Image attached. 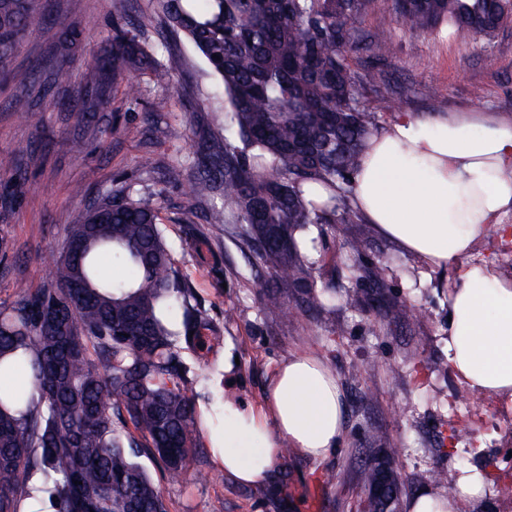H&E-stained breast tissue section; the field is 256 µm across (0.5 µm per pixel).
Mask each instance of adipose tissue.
Listing matches in <instances>:
<instances>
[{
	"label": "adipose tissue",
	"mask_w": 512,
	"mask_h": 512,
	"mask_svg": "<svg viewBox=\"0 0 512 512\" xmlns=\"http://www.w3.org/2000/svg\"><path fill=\"white\" fill-rule=\"evenodd\" d=\"M512 116L478 109L421 115L400 112L373 134L351 175L358 216L425 272L449 267L447 362L468 390L512 408V276L475 256L480 237L512 239ZM224 431L211 435L214 465L248 484L271 481L280 445L323 462L346 431L342 385L321 358L294 353L271 370L258 403L240 399L233 365H224ZM492 486L484 470H460L452 494L421 491L405 512H458L483 504Z\"/></svg>",
	"instance_id": "ef3b65f1"
}]
</instances>
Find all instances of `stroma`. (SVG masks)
Listing matches in <instances>:
<instances>
[{"mask_svg":"<svg viewBox=\"0 0 512 512\" xmlns=\"http://www.w3.org/2000/svg\"><path fill=\"white\" fill-rule=\"evenodd\" d=\"M55 17L79 27L81 41L71 61L69 89L50 86L47 45L35 35L16 46L8 79H0V238L9 242L0 256V308L12 305L14 284L45 287L64 246L68 227L80 212L111 190L114 180L126 182L133 198L156 208L160 228L172 250L176 268L193 289L203 310L219 325L226 347L240 361L237 393L254 403L263 397L269 372L291 353H313L336 372L345 392L347 426L343 442L325 462L289 454L283 463L288 480L276 492L266 486L243 485L215 469L209 442L199 436L197 460L181 482L170 483L150 458L141 463L163 492L169 512H349L360 488L355 476L376 449L394 452L404 496L428 489L439 492L431 476H453L459 468L486 469L498 496L512 499V462L502 456V434L496 422L479 423L488 407L483 397L459 385L448 368L443 326L448 289L454 274L439 270L421 275L420 262L400 252L369 224H343L327 238L324 251L310 260L318 284L336 282V306L328 313H303L295 308L276 314L260 310L261 286L242 274L247 259L238 242L220 228H208L213 248L223 262L200 265L184 245L190 235L179 216L187 206L199 212L224 205L222 196L188 200L182 188L163 182L158 172L139 168V158L152 152L160 167L179 163L194 171L198 144L224 132V94L189 46L165 31L152 0H128L125 14L140 29V37L159 62L167 46H180L181 63L173 87L162 90L148 76H138L139 104L126 101L122 87L111 93L110 107L90 121L80 119L73 95L83 83L88 62L112 37L119 15L115 0H48ZM354 36L346 62L357 73L372 69L378 86L359 89V101L384 129L397 112H463L473 108L512 115V26L491 38L469 43L455 39L448 27L435 31L412 29L397 17L392 0H369L366 10L349 23ZM390 41L392 55H379L377 44ZM438 89L436 97L422 94L424 85ZM27 87L37 103L30 120L18 119L9 108L14 87ZM481 95H474V87ZM39 184L36 193L25 184ZM83 196H73L75 184ZM365 237L373 271L382 272L395 298L411 301L403 315L366 316L346 293L354 289L345 266L328 276L323 256L349 252L357 237ZM237 316L225 322V309ZM427 317L416 320L415 309ZM185 361L193 381L187 393L196 409L212 416L211 428H224V409L211 389L224 374V358ZM457 434L468 452L449 453L441 436ZM336 475L333 485L325 473Z\"/></svg>","mask_w":512,"mask_h":512,"instance_id":"stroma-1","label":"stroma"}]
</instances>
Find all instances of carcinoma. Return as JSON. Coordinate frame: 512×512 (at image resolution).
<instances>
[{
    "label": "carcinoma",
    "mask_w": 512,
    "mask_h": 512,
    "mask_svg": "<svg viewBox=\"0 0 512 512\" xmlns=\"http://www.w3.org/2000/svg\"><path fill=\"white\" fill-rule=\"evenodd\" d=\"M166 28L190 44L224 92V145L200 149L197 174L171 164L163 181L201 198L221 192L224 207L206 217L233 230L249 270L244 278L267 282L261 310L273 314L292 296L317 312L336 300L315 294L304 252L336 234L338 224H358L349 178L373 117L359 107L360 77L346 64L352 46L349 21L366 0H155ZM414 28H451L462 42L490 37L512 24V0H394ZM38 33L55 59L49 78L71 83L69 64L79 47L76 31L46 16L41 0H0V65L15 45ZM219 59L212 58V55ZM180 55L169 50L160 65L137 33L119 27L112 45L88 63L78 115L109 104L113 86L124 84L128 102L140 99L130 75H148L170 89ZM14 112L33 114L30 96L10 97ZM318 184L328 198L315 200ZM193 208L181 223L202 265L221 256L196 230ZM104 225L82 267L59 256L50 283L34 291L16 282L17 300L0 312V371L28 373L39 398L0 389V512H18L26 480L43 476L52 512H168L159 487L138 461L156 460L168 481L179 482L197 455V421L187 396L188 368L181 351L207 361L221 332L191 304L192 290L175 268L158 227V214L129 188L113 184L92 210L70 225L67 240L83 238L87 225ZM109 260L119 273L101 274ZM87 283L74 288L75 280ZM350 297H383L385 280ZM144 433L139 445L128 426Z\"/></svg>",
    "instance_id": "cac0c4a2"
}]
</instances>
